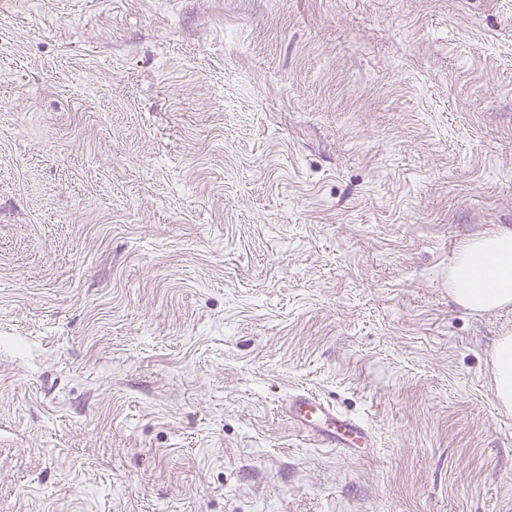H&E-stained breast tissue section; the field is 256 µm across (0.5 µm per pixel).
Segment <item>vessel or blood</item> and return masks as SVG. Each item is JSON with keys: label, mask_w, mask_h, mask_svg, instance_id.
Returning <instances> with one entry per match:
<instances>
[{"label": "vessel or blood", "mask_w": 512, "mask_h": 512, "mask_svg": "<svg viewBox=\"0 0 512 512\" xmlns=\"http://www.w3.org/2000/svg\"><path fill=\"white\" fill-rule=\"evenodd\" d=\"M287 413L321 446L349 453L370 441L367 430L358 421L338 413L333 406L311 395L302 393L290 398Z\"/></svg>", "instance_id": "b4317fda"}]
</instances>
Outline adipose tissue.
Here are the masks:
<instances>
[{
	"mask_svg": "<svg viewBox=\"0 0 512 512\" xmlns=\"http://www.w3.org/2000/svg\"><path fill=\"white\" fill-rule=\"evenodd\" d=\"M448 293L471 312L512 305V229L467 240L448 270ZM493 391L499 406L512 410V335L499 337L492 362Z\"/></svg>",
	"mask_w": 512,
	"mask_h": 512,
	"instance_id": "ef3b65f1",
	"label": "adipose tissue"
}]
</instances>
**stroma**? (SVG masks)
I'll use <instances>...</instances> for the list:
<instances>
[{"instance_id":"35a3bbf8","label":"stroma","mask_w":512,"mask_h":512,"mask_svg":"<svg viewBox=\"0 0 512 512\" xmlns=\"http://www.w3.org/2000/svg\"><path fill=\"white\" fill-rule=\"evenodd\" d=\"M502 228L512 0H0V512H512ZM448 294L470 311L512 305V229L467 240L448 269ZM493 391L499 406L512 410V335L500 336L495 343L492 362ZM288 417L326 448H338L352 454L353 448H367L370 436L363 425L342 415L328 403L309 394L288 399Z\"/></svg>"}]
</instances>
